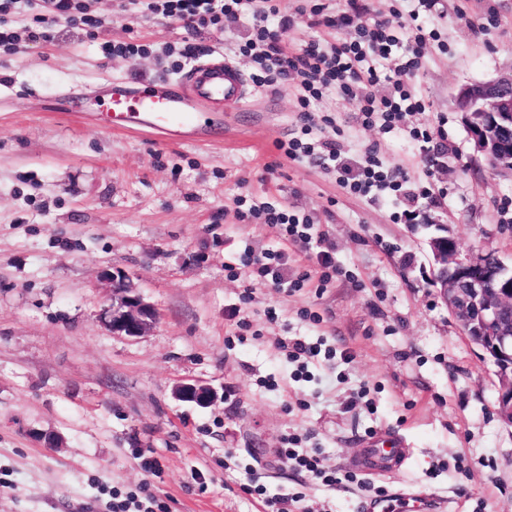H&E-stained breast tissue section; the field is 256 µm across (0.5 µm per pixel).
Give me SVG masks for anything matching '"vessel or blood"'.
Returning <instances> with one entry per match:
<instances>
[{
  "mask_svg": "<svg viewBox=\"0 0 512 512\" xmlns=\"http://www.w3.org/2000/svg\"><path fill=\"white\" fill-rule=\"evenodd\" d=\"M110 110L102 120L115 130L154 132L170 140L208 142L224 126L225 112L237 107L249 90L228 61L200 62L178 79L135 87L129 81H107ZM406 458L398 447L370 448L356 468L390 473Z\"/></svg>",
  "mask_w": 512,
  "mask_h": 512,
  "instance_id": "1",
  "label": "vessel or blood"
}]
</instances>
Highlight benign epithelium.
<instances>
[{
    "instance_id": "obj_1",
    "label": "benign epithelium",
    "mask_w": 512,
    "mask_h": 512,
    "mask_svg": "<svg viewBox=\"0 0 512 512\" xmlns=\"http://www.w3.org/2000/svg\"><path fill=\"white\" fill-rule=\"evenodd\" d=\"M454 104L463 113L474 151L485 156L499 176L512 179V141L494 135L497 129L512 128V70L461 85ZM426 243L431 279L439 285L442 304L461 331L476 339L494 367L499 381L496 413L512 428V265L501 261L492 268L482 250L462 258L455 241L446 235H433ZM101 278L112 288V301L102 311L112 334L138 338L149 333L157 324V312L130 277L116 270L103 272ZM174 394L201 407L218 401L217 391L198 381L179 384Z\"/></svg>"
}]
</instances>
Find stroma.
Wrapping results in <instances>:
<instances>
[{"label":"stroma","instance_id":"1","mask_svg":"<svg viewBox=\"0 0 512 512\" xmlns=\"http://www.w3.org/2000/svg\"><path fill=\"white\" fill-rule=\"evenodd\" d=\"M359 4L357 24L413 12L434 31L410 80L425 109L406 118L442 130L431 145L363 127L356 100L336 91L304 108L297 80L254 84L259 66L242 52L248 15L191 30L126 0H93V23L58 21L50 42L31 38L32 11L9 15L18 42L0 51V512H109L112 489L145 483L169 512H263L246 490L254 472L268 491L302 493L313 512H361L364 482L446 497L453 512H512V428L495 411L498 379L443 306L424 247L443 224L461 254L491 249L512 262V181L473 151L453 102L458 86L512 67V0ZM272 5L293 21L285 52L352 36L323 23L344 0H256ZM107 41L149 52L109 56ZM188 43L201 60L224 52L249 83L221 139L177 143L73 115L67 94L105 78L179 76L189 63L167 50ZM305 110L345 162L373 149L410 187L430 188L414 223L395 220L390 202L348 193L334 166L278 150L300 135ZM241 198L309 216L336 276L321 281L316 257L293 247L295 290L243 268L230 276L228 258L280 247L275 227L239 221ZM104 269L128 274L155 306L151 333L116 336L102 322L112 298ZM232 308L247 331L228 318ZM296 338L336 356L299 367L279 346ZM186 379L212 386L220 402L178 400ZM291 436L343 472L380 438L398 440L407 459L391 475L361 471L332 489L281 463Z\"/></svg>","mask_w":512,"mask_h":512}]
</instances>
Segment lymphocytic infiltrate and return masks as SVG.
<instances>
[{
  "label": "lymphocytic infiltrate",
  "mask_w": 512,
  "mask_h": 512,
  "mask_svg": "<svg viewBox=\"0 0 512 512\" xmlns=\"http://www.w3.org/2000/svg\"><path fill=\"white\" fill-rule=\"evenodd\" d=\"M252 2L253 0H163L162 6L168 16L182 22L185 27L195 28L237 17L240 10L250 7ZM20 5L39 9L38 21L42 24L48 23L52 18H73L75 11L81 8L80 0H0V47L9 48L15 44L16 36L7 26L4 16ZM347 5V10L331 18L330 23L336 27L353 26V37L328 49L311 43L298 55L284 53L280 47V42L288 30V19H280L274 25L270 23L267 13H256L254 34L244 51L252 56L263 72L258 79L259 84L268 85L293 75L297 76L304 91L301 102L305 105L318 98L322 89L329 87L348 96L357 95L362 126L378 125L387 131L401 128L404 129L406 138L411 141L431 142L433 134L430 129H408L404 126V119L409 113L419 112L424 108L422 101L413 97L409 91L408 81L420 66L425 35L416 36L406 61L395 66L392 71H385L383 61L390 59L394 50L402 46L397 33L405 29V20L397 13L375 21L372 26L357 27L353 24L352 16L357 2L347 0ZM384 81L392 82L393 90L389 95L381 96L377 93V87ZM302 131V136L280 143L279 148L288 159H309L323 165L338 161L340 149L334 139H312V128L307 124L303 125ZM343 174V183L350 191L376 197H393L395 203L402 207V217L409 220L414 217L413 210L409 208L410 203L415 198L426 199L431 195L430 189L426 187L416 194L408 192L403 170L384 168L373 153L367 156L364 165L358 170L347 168ZM237 217L242 221L253 217L276 227L281 240L293 244L300 251L306 252L312 248L310 224L274 204L261 203L248 211L238 212ZM281 456L286 465L312 473L328 486L356 480L354 473L340 474L336 469L327 466L324 457L316 451L285 448L282 449Z\"/></svg>",
  "instance_id": "1"
}]
</instances>
